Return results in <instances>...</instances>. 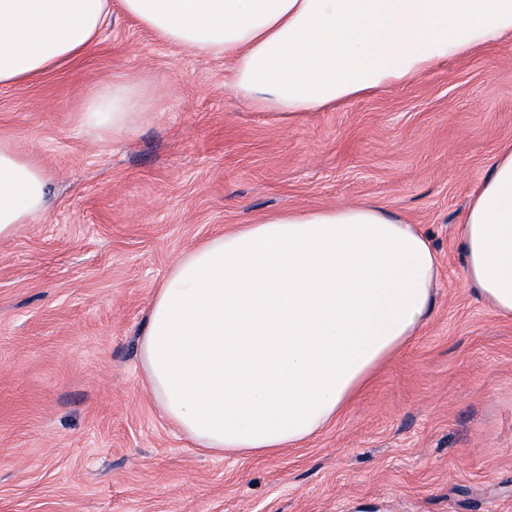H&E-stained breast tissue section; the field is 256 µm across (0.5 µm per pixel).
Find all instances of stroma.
I'll use <instances>...</instances> for the list:
<instances>
[{"label": "stroma", "instance_id": "obj_1", "mask_svg": "<svg viewBox=\"0 0 512 512\" xmlns=\"http://www.w3.org/2000/svg\"><path fill=\"white\" fill-rule=\"evenodd\" d=\"M116 76L158 95L98 139L80 114ZM232 79L116 7L80 60L0 87V139L48 178L46 210L0 240V512H512V319L468 290L455 236L512 144V43L288 122ZM350 202L427 236L430 321L303 445L195 448L141 369L155 288L235 225Z\"/></svg>", "mask_w": 512, "mask_h": 512}]
</instances>
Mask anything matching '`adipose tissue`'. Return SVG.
<instances>
[{
  "label": "adipose tissue",
  "instance_id": "obj_1",
  "mask_svg": "<svg viewBox=\"0 0 512 512\" xmlns=\"http://www.w3.org/2000/svg\"><path fill=\"white\" fill-rule=\"evenodd\" d=\"M161 40L233 62L236 95L317 112L512 39V0H120ZM110 0H0V86L83 57ZM151 87L125 76L81 113L129 135ZM46 175L0 140V239L39 216ZM456 236L464 278L512 318V145L473 190ZM438 258L385 207L287 209L215 236L155 289L140 363L162 414L196 447L265 454L315 436L426 325Z\"/></svg>",
  "mask_w": 512,
  "mask_h": 512
}]
</instances>
